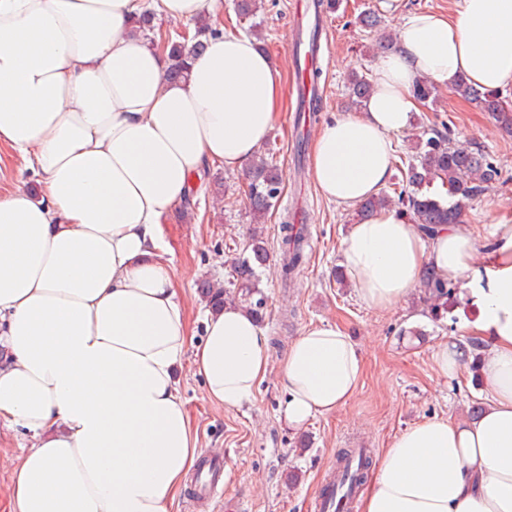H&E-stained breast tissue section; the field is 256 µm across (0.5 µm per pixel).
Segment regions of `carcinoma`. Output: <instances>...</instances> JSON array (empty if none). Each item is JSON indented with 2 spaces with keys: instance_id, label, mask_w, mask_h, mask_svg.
Returning a JSON list of instances; mask_svg holds the SVG:
<instances>
[{
  "instance_id": "obj_1",
  "label": "carcinoma",
  "mask_w": 512,
  "mask_h": 512,
  "mask_svg": "<svg viewBox=\"0 0 512 512\" xmlns=\"http://www.w3.org/2000/svg\"><path fill=\"white\" fill-rule=\"evenodd\" d=\"M211 33L208 23L196 26L191 37L167 44L168 66L164 77L168 81H180L187 76L188 61L206 50L207 34ZM372 84L364 76L356 73L349 78V94L362 103L368 98ZM454 92L474 102L483 111L492 113L500 125L512 133V104L502 94L490 91L481 92L459 83ZM501 173L481 149L456 144L452 141L445 122L433 125L427 138L416 145L413 163L409 164L405 180L395 183V197L386 194L366 198L358 208L359 216L370 214L391 205L397 206L399 214L408 219L424 235L434 234L438 228L448 224H458L472 201L479 198L500 182ZM440 182L442 192L430 193L427 188ZM282 192L276 166L258 154L248 170V199L255 214H264L274 206ZM304 227L282 224L280 252L284 259L279 264L280 279L284 287L294 284L296 272L305 260ZM269 261V253L263 241L252 239L250 252L232 261L234 290L211 282L201 285L203 297L215 309L232 301V293L240 295L245 308L257 321H262L266 309L264 295L259 289L263 269ZM426 299L430 301V312L435 318L448 312V282L433 270H427L420 279ZM371 458L367 456L347 457V462L336 479L337 487L350 490L357 488L367 477Z\"/></svg>"
}]
</instances>
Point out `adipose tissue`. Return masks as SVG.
Segmentation results:
<instances>
[{"label": "adipose tissue", "instance_id": "1", "mask_svg": "<svg viewBox=\"0 0 512 512\" xmlns=\"http://www.w3.org/2000/svg\"><path fill=\"white\" fill-rule=\"evenodd\" d=\"M143 2L0 0V143L41 176L39 194L0 195V422L30 441L9 512H170L198 456L178 369L227 408L269 370L243 307L206 311L195 340L162 226L202 169L239 171L266 142L282 73L253 37L223 28L187 79L164 82L166 51L135 29ZM154 2L170 21H222L220 0ZM397 27L400 47L378 59L363 112L327 121L313 143V182L343 208L388 182L416 79L512 86V0H457L448 15L399 14ZM493 235L480 263L469 225L424 237L382 209L342 239L367 306L399 305L430 267L471 311L459 330L489 342L483 414L395 437L360 512H512V225ZM363 372L348 336L304 331L281 362L283 422L333 413Z\"/></svg>", "mask_w": 512, "mask_h": 512}]
</instances>
